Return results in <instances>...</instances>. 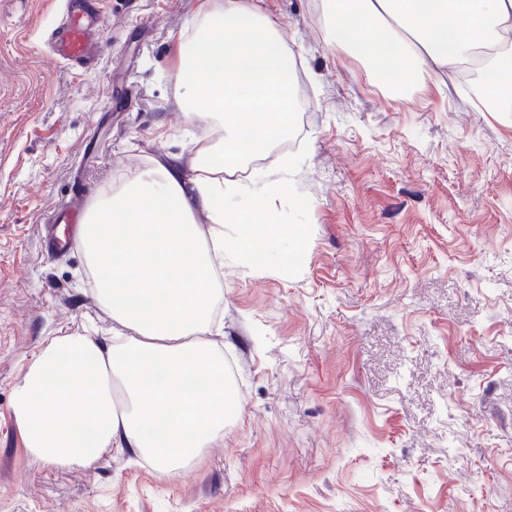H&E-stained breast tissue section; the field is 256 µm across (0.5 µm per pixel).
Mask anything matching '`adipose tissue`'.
<instances>
[{
    "mask_svg": "<svg viewBox=\"0 0 512 512\" xmlns=\"http://www.w3.org/2000/svg\"><path fill=\"white\" fill-rule=\"evenodd\" d=\"M324 40L348 47L390 89L439 72L458 74L472 50L493 49L481 66L492 91L512 102V0H322ZM196 49L173 70L185 119L224 135L203 146L215 166L187 175L180 156L153 160L85 215L79 246L95 295L126 333L102 344L56 336L30 362L12 394L27 452L56 468H89L127 448L161 473L180 475L239 416L224 356L209 339L221 297L216 262L224 221H237L236 262L290 269L304 227L274 223L271 193L286 179L224 174L294 127L288 51L257 0H202ZM211 224L204 237L202 224Z\"/></svg>",
    "mask_w": 512,
    "mask_h": 512,
    "instance_id": "adipose-tissue-1",
    "label": "adipose tissue"
}]
</instances>
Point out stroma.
Masks as SVG:
<instances>
[{"mask_svg": "<svg viewBox=\"0 0 512 512\" xmlns=\"http://www.w3.org/2000/svg\"><path fill=\"white\" fill-rule=\"evenodd\" d=\"M65 0H0V512H512V108L458 85L399 91L323 39L321 0H261L294 55L298 142L277 223L289 271L228 264L215 342L239 416L176 478L126 448L31 457L12 393L46 342L112 338L82 251L47 218L153 158H192L171 78L201 0H104L91 70L49 53Z\"/></svg>", "mask_w": 512, "mask_h": 512, "instance_id": "obj_1", "label": "stroma"}]
</instances>
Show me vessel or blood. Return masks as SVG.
<instances>
[{
  "mask_svg": "<svg viewBox=\"0 0 512 512\" xmlns=\"http://www.w3.org/2000/svg\"><path fill=\"white\" fill-rule=\"evenodd\" d=\"M99 0H66V19L53 34L55 58L73 65H88L102 50L99 36Z\"/></svg>",
  "mask_w": 512,
  "mask_h": 512,
  "instance_id": "b4317fda",
  "label": "vessel or blood"
}]
</instances>
